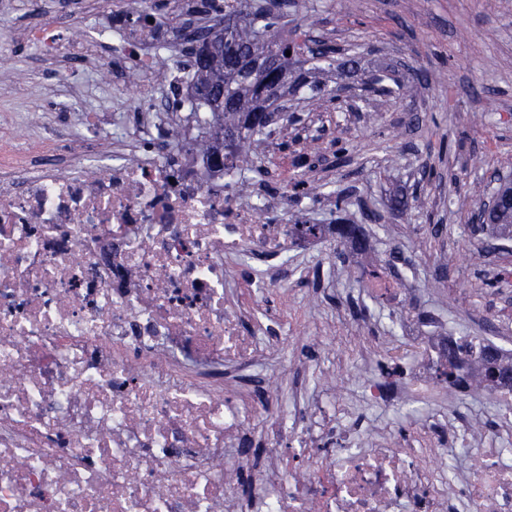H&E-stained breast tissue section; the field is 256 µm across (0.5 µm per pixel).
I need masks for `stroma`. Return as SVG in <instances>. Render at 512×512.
I'll return each mask as SVG.
<instances>
[{"label":"stroma","instance_id":"1","mask_svg":"<svg viewBox=\"0 0 512 512\" xmlns=\"http://www.w3.org/2000/svg\"><path fill=\"white\" fill-rule=\"evenodd\" d=\"M37 4L64 19L79 18L77 0H0V41L11 46L0 59V109L24 110L22 88L12 79L25 76L33 83L72 82L83 88L89 109L133 110L134 96L113 99L95 70H61L22 37ZM293 31L340 50L344 59L331 61L327 77L354 107L339 109L306 92L291 97L295 120L274 125L261 146L269 184L279 189L300 174L324 186L327 195L280 210L279 218L288 224H332L342 215L362 225L369 248L351 260L332 246L293 257L301 275L288 281V321L291 340L307 364L289 374L286 386L321 384L324 402L344 414L358 407V385L367 374L359 349L386 342L394 312L411 321L419 310L432 311L452 336L483 335L492 320L498 326L495 343L512 339V280L496 290L483 286L512 256L489 252V238L468 229L470 212L495 179L512 180V0H305L280 34ZM418 68L428 79L403 99L365 85L378 72L415 83ZM340 142L350 145L342 160L336 157ZM303 154L310 160L301 166L297 159ZM337 189L346 190L350 201L341 215L329 198ZM432 224L442 225L443 232L426 253L418 243L429 240ZM396 251L404 260L392 268L388 262ZM386 267L404 290L398 310L389 294L371 295L365 288L367 272ZM366 295L376 304L372 317L347 318L348 297ZM323 328L336 343L335 355L323 351L318 339ZM450 413L473 426L471 448L456 450L454 467L470 469L475 448L491 443L512 448V428L495 429L503 411L485 393L416 403L406 412L376 409L368 419L376 435L403 436L415 432L421 416Z\"/></svg>","mask_w":512,"mask_h":512}]
</instances>
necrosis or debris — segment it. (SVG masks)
I'll return each mask as SVG.
<instances>
[{
    "instance_id": "necrosis-or-debris-1",
    "label": "necrosis or debris",
    "mask_w": 512,
    "mask_h": 512,
    "mask_svg": "<svg viewBox=\"0 0 512 512\" xmlns=\"http://www.w3.org/2000/svg\"><path fill=\"white\" fill-rule=\"evenodd\" d=\"M30 30L52 61L93 66L113 91L135 89L140 121L119 143L78 92L54 100L67 125L4 112L29 135L0 139V512H512V450L483 448L479 472L440 482L467 423L423 437L363 442L364 416L294 390L291 423L273 385L298 356L285 318L288 259L304 235L272 221L287 192L244 198L192 112L176 43L183 0L132 26ZM252 295L240 307V290ZM402 380L360 383L363 407L426 401L448 360L445 330L422 321Z\"/></svg>"
}]
</instances>
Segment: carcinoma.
Here are the masks:
<instances>
[{"mask_svg":"<svg viewBox=\"0 0 512 512\" xmlns=\"http://www.w3.org/2000/svg\"><path fill=\"white\" fill-rule=\"evenodd\" d=\"M295 3L296 0H232L221 6L215 0H196L189 5L199 31L197 42L212 36L218 26H224V50L206 61L192 55L193 95L213 114L215 127L224 133V148L250 174V183L263 180L267 174L265 159L256 145L271 133V90L279 87L282 94L294 95L305 88L314 97L325 95V85L316 72L301 74L297 68L306 63L307 53L314 58L337 53L334 46L314 38L299 42L275 39V28L288 18V7ZM269 55L279 57L274 69L253 70L243 65L248 57L264 59ZM487 227L496 239L512 240V210L504 208L497 223L474 224L470 231L482 233ZM336 238L341 243L363 247L356 224L337 226ZM451 344L448 366L439 371V382L450 393L463 392L469 385L468 379L460 376L459 356L481 364L489 347L478 337L453 340Z\"/></svg>","mask_w":512,"mask_h":512,"instance_id":"carcinoma-1","label":"carcinoma"}]
</instances>
